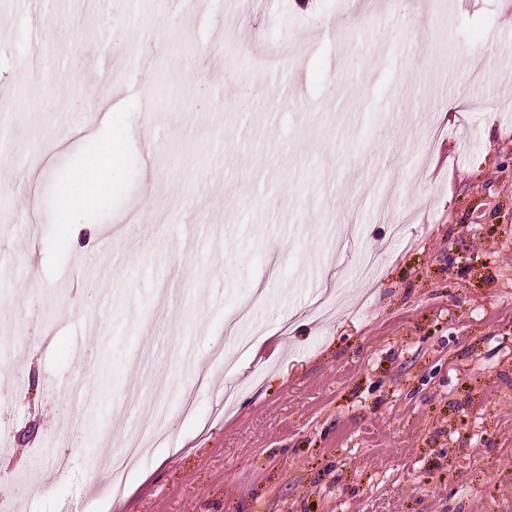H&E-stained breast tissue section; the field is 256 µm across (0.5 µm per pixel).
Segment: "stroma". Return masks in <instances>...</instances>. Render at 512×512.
I'll return each instance as SVG.
<instances>
[{
    "instance_id": "stroma-1",
    "label": "stroma",
    "mask_w": 512,
    "mask_h": 512,
    "mask_svg": "<svg viewBox=\"0 0 512 512\" xmlns=\"http://www.w3.org/2000/svg\"><path fill=\"white\" fill-rule=\"evenodd\" d=\"M389 2L265 0L228 30L211 0L185 30L156 0H112L110 24L79 0H0V489L44 487L18 512H512V0ZM43 16L53 30L34 36ZM105 25L128 70L73 67ZM259 41L287 67L244 66ZM204 42L243 70L247 111L223 81H191ZM88 112L107 113L119 174L67 226L61 190L83 191L101 141L47 146L59 115ZM376 251L382 271L358 277ZM257 291L236 333L262 343L228 351L224 318ZM327 293L338 306L315 320ZM229 384L244 389L230 410ZM147 398L169 438L116 503L99 462Z\"/></svg>"
}]
</instances>
